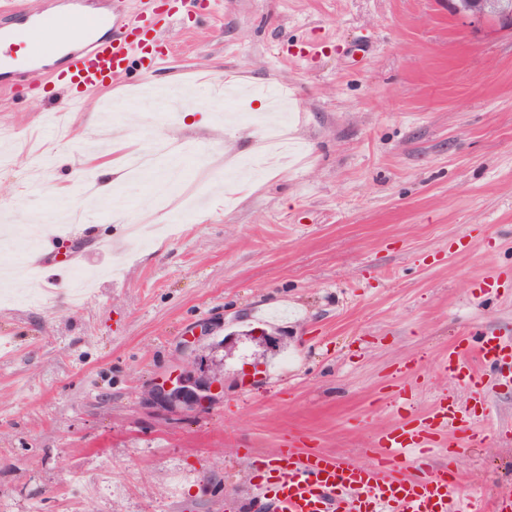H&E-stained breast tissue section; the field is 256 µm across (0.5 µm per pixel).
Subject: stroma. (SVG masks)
Returning <instances> with one entry per match:
<instances>
[{
	"mask_svg": "<svg viewBox=\"0 0 512 512\" xmlns=\"http://www.w3.org/2000/svg\"><path fill=\"white\" fill-rule=\"evenodd\" d=\"M163 36L164 60L83 92L64 136L42 115L67 90L0 93V128L17 134L0 141L13 156L0 199L23 227L18 249L55 186L80 196L95 181L93 160L115 165L121 199L45 226L46 256L82 242L79 265L98 274L80 303L61 268L52 302L24 287L0 300V512H231L288 440L366 467L384 432L446 396L489 414L484 444L456 451L465 492L512 491V434L497 431L512 425V360L475 389L445 370L477 337L512 344V31L448 0H200ZM145 76L188 95L152 131L181 149L156 170L202 166L204 221L177 220L166 189L123 170L143 147ZM228 80L287 89L286 131L305 147L230 197L225 159L257 153L261 136L226 120ZM119 98L128 111L102 126ZM188 364L221 371L223 399L151 406L150 387Z\"/></svg>",
	"mask_w": 512,
	"mask_h": 512,
	"instance_id": "35a3bbf8",
	"label": "stroma"
}]
</instances>
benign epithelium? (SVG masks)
<instances>
[{"label":"benign epithelium","instance_id":"obj_1","mask_svg":"<svg viewBox=\"0 0 512 512\" xmlns=\"http://www.w3.org/2000/svg\"><path fill=\"white\" fill-rule=\"evenodd\" d=\"M456 15L478 22L512 29V0H448ZM224 392V378L211 370L198 377L187 367L154 384L148 401L168 411H192L212 403Z\"/></svg>","mask_w":512,"mask_h":512}]
</instances>
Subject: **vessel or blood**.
I'll return each instance as SVG.
<instances>
[{
    "label": "vessel or blood",
    "mask_w": 512,
    "mask_h": 512,
    "mask_svg": "<svg viewBox=\"0 0 512 512\" xmlns=\"http://www.w3.org/2000/svg\"><path fill=\"white\" fill-rule=\"evenodd\" d=\"M0 12L22 15L14 30L0 29V89L15 91L17 83L39 85L64 83L75 93L68 107L80 104L81 91L112 87L130 66L134 46H158L162 31L128 28L126 36L115 37L122 28L118 13L89 15L80 5L64 13L41 11L23 14L20 0H0ZM72 27L85 30L79 47L68 46L63 33ZM60 60L58 71L49 73L44 62ZM512 357V346L498 337H484L476 360L464 352L448 354L449 379L474 387L482 382L475 361L498 363ZM461 431L466 444L478 446L484 439L482 427L472 425L466 409L455 403L438 401L432 415L413 427H397L381 438L382 450L365 469L288 442L279 449L275 475L265 489L250 497L247 512H257L270 500L277 512H512V494L495 498L460 497V484L449 468H433L427 462L436 449L435 436L442 429ZM413 456L418 472H406L405 456Z\"/></svg>",
    "instance_id": "obj_1"
}]
</instances>
